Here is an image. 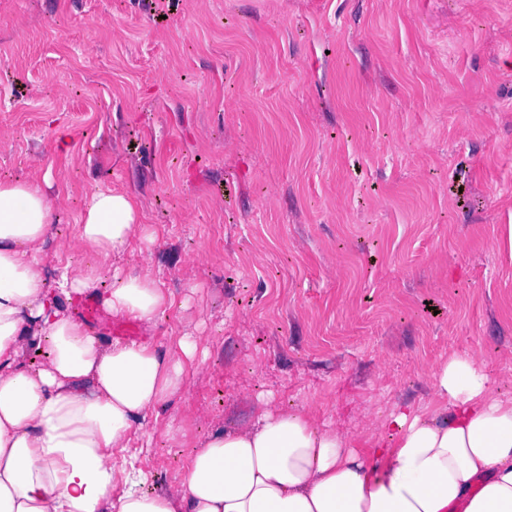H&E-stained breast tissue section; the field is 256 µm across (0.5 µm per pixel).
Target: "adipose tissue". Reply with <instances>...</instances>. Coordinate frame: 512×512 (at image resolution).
<instances>
[{
  "instance_id": "1",
  "label": "adipose tissue",
  "mask_w": 512,
  "mask_h": 512,
  "mask_svg": "<svg viewBox=\"0 0 512 512\" xmlns=\"http://www.w3.org/2000/svg\"><path fill=\"white\" fill-rule=\"evenodd\" d=\"M50 185L0 181V512H512V398L457 355L435 374L441 404L390 412L369 448L272 406L198 439L180 486L145 493L127 442L181 392L198 343L107 342L77 318L73 300L90 293L145 323L173 299L152 272L120 266L141 211L115 189L87 194L75 254L49 268ZM32 351L44 361L28 364Z\"/></svg>"
}]
</instances>
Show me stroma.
Wrapping results in <instances>:
<instances>
[{
  "label": "stroma",
  "instance_id": "35a3bbf8",
  "mask_svg": "<svg viewBox=\"0 0 512 512\" xmlns=\"http://www.w3.org/2000/svg\"><path fill=\"white\" fill-rule=\"evenodd\" d=\"M46 173L48 256L94 185L156 233L122 265L173 307L92 326L208 349L146 491L268 402L378 435L454 354L512 397V0H0V180Z\"/></svg>",
  "mask_w": 512,
  "mask_h": 512
}]
</instances>
